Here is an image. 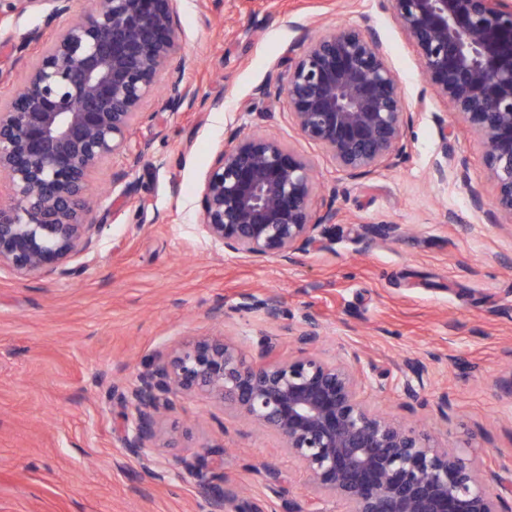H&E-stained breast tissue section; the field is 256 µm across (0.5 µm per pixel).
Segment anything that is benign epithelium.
<instances>
[{
	"label": "benign epithelium",
	"mask_w": 512,
	"mask_h": 512,
	"mask_svg": "<svg viewBox=\"0 0 512 512\" xmlns=\"http://www.w3.org/2000/svg\"><path fill=\"white\" fill-rule=\"evenodd\" d=\"M413 43L427 87L480 142L495 186L491 204L471 192L492 224L512 222V4L508 0H388ZM40 8L52 22L73 0H12L20 13ZM301 54L265 101L288 100L298 135L322 148L353 179L393 165L404 153L406 111L397 73L377 30L340 26L312 36L300 22ZM182 50L178 0H95L61 28L29 67L12 99L0 105V271L18 278L67 274L94 249L102 225L89 199L93 174L114 155L136 164L134 126L158 87L172 112L194 97L173 62ZM433 176L448 178V130ZM313 165L277 137L234 131L214 157L200 199V227L211 245L255 262L292 260L322 245L319 228L336 209L312 211ZM236 309L281 315L277 298L241 295ZM296 354L265 350L249 360L222 334L200 336L158 355L122 386L111 387L125 457L154 479L152 449L161 418L176 400L202 397L273 433L304 472L312 496L291 512H322L329 498L347 512H504L512 481L483 460L430 443L369 409L361 394L383 389L357 365L318 351L317 320L306 314L288 328ZM425 369L411 364L400 392L428 406ZM211 512H246L224 487L204 486Z\"/></svg>",
	"instance_id": "1"
}]
</instances>
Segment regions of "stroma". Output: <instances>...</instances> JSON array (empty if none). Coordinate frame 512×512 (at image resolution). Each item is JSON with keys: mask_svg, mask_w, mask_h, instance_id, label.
<instances>
[{"mask_svg": "<svg viewBox=\"0 0 512 512\" xmlns=\"http://www.w3.org/2000/svg\"><path fill=\"white\" fill-rule=\"evenodd\" d=\"M179 16V65L197 99L174 114L152 99L132 134L166 165L146 159L132 168L119 156L99 171L102 229L84 269L25 280L0 271V512H209L201 481L219 477L252 512L304 503L307 482L274 435L199 399L180 401L164 424L175 440L153 451L164 482L121 463L99 380L125 383L160 352L220 329L247 358L264 344L294 354L288 326L306 311L321 323L326 358L357 359L387 375L384 390L366 395L372 407L512 473V405L492 388L512 375V230L471 205V191L493 195L474 138L437 95L418 111L419 60L385 0H180ZM6 18L18 37L34 29L41 37L24 46L0 41V104L56 31L35 8ZM298 21L313 35L366 23L379 31L406 108L418 114L400 162L346 179L299 138L285 98L253 100L256 85L286 76L289 58L300 54ZM217 99L223 110H208ZM235 129L275 135L312 161V208L338 214L326 227L328 247L257 266L211 246L199 201ZM443 148L465 160L467 181L433 180ZM370 224H403L409 233L370 238ZM246 292L277 297L283 318L235 312ZM410 358L427 367L425 399L447 397V418L401 398L396 382ZM207 445L218 453L203 478L189 476L182 459ZM264 465L279 483L266 481Z\"/></svg>", "mask_w": 512, "mask_h": 512, "instance_id": "stroma-1", "label": "stroma"}]
</instances>
